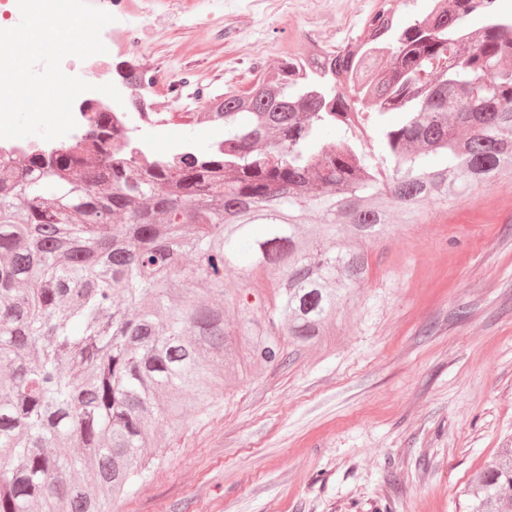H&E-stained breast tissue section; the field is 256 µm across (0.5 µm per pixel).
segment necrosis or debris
<instances>
[{
  "label": "necrosis or debris",
  "instance_id": "obj_1",
  "mask_svg": "<svg viewBox=\"0 0 512 512\" xmlns=\"http://www.w3.org/2000/svg\"><path fill=\"white\" fill-rule=\"evenodd\" d=\"M96 8L114 15L115 20L104 28L102 40L106 53L81 60L70 56L64 59L62 69L66 74L80 77L91 83L90 91L80 94L73 105L77 126L66 139L77 142L89 130L88 121L98 115H106L114 127L129 131H147L151 125H165L168 131H176L179 122L162 121L160 112L136 111L134 100L149 101L145 87L122 83L118 90L121 101L96 92L99 84L113 81L112 63L131 57L144 66H165L169 59L172 36L189 35L200 28L210 29L215 35H223L235 18L242 13L262 14L281 19L298 17L311 20L326 8L334 7L335 0H167L165 12H157L156 0H89Z\"/></svg>",
  "mask_w": 512,
  "mask_h": 512
}]
</instances>
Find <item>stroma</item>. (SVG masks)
Masks as SVG:
<instances>
[{"instance_id": "1", "label": "stroma", "mask_w": 512, "mask_h": 512, "mask_svg": "<svg viewBox=\"0 0 512 512\" xmlns=\"http://www.w3.org/2000/svg\"><path fill=\"white\" fill-rule=\"evenodd\" d=\"M236 25L266 50L231 64L202 36L223 74L209 96L246 88L339 21ZM366 250L334 340L228 378L203 415L164 432L112 512H467L468 486L512 446V180L425 204Z\"/></svg>"}]
</instances>
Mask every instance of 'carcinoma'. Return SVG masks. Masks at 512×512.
<instances>
[{
	"label": "carcinoma",
	"instance_id": "carcinoma-1",
	"mask_svg": "<svg viewBox=\"0 0 512 512\" xmlns=\"http://www.w3.org/2000/svg\"><path fill=\"white\" fill-rule=\"evenodd\" d=\"M454 2L379 10L381 41L300 50L210 99L224 139L205 149L139 152L100 118L85 147L0 159V512H112L156 421L181 429L227 375L330 335L368 270L358 239L512 175V16ZM242 259L272 307L224 289ZM467 495L512 512V448Z\"/></svg>",
	"mask_w": 512,
	"mask_h": 512
}]
</instances>
